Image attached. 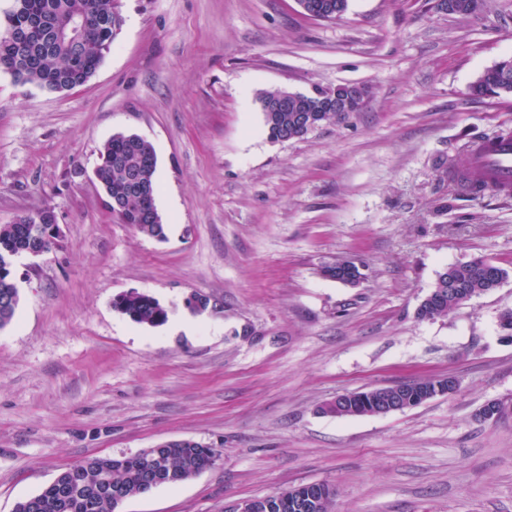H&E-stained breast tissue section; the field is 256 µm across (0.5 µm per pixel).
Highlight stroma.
Here are the masks:
<instances>
[{
	"label": "stroma",
	"mask_w": 512,
	"mask_h": 512,
	"mask_svg": "<svg viewBox=\"0 0 512 512\" xmlns=\"http://www.w3.org/2000/svg\"><path fill=\"white\" fill-rule=\"evenodd\" d=\"M125 24L84 86L0 73V224L52 207L61 237L19 265L0 329V512L95 456L166 440L217 448L197 476L121 512H224L325 482L332 512H512V195L461 191L471 141L512 132V94L469 86L512 55V0L468 15L437 0H349L336 21L296 0H121ZM359 84V111L270 141L259 92ZM156 153L164 240L106 210L92 180L113 134ZM509 272L448 316L416 309L452 265ZM355 262L348 286L322 266ZM169 310L146 327L128 291ZM200 293L205 310L185 300ZM453 376L383 416L337 395ZM490 401L499 416L483 420ZM113 305L133 322L148 327L163 325L168 318L166 307L150 295L138 291L123 294Z\"/></svg>",
	"instance_id": "35a3bbf8"
}]
</instances>
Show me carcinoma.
<instances>
[{"label": "carcinoma", "instance_id": "1", "mask_svg": "<svg viewBox=\"0 0 512 512\" xmlns=\"http://www.w3.org/2000/svg\"><path fill=\"white\" fill-rule=\"evenodd\" d=\"M317 6L311 17L336 20L348 9V0H309ZM77 17L83 21L79 35L54 39L47 24L58 18ZM123 20L118 0H12L0 20V72L15 75L11 59L9 33H28L27 57L33 64L21 65L27 83L49 91H66L89 81L110 52L116 38L115 29ZM282 89L264 90L257 96L268 138L279 141L283 136L302 137L310 128L341 120L348 114L346 102L333 111H320V98L304 96L308 124L296 126V113L272 112L267 103ZM476 97L512 93V67L500 65L483 70L471 83ZM100 167L95 169L97 182L114 204L112 215L129 224L144 236L162 238L165 224L156 203L147 206L132 190L130 173H135L156 196L157 159L153 146L137 134H115L99 151ZM29 246V236L21 224H0V329L7 326L19 303V289L11 268L12 254ZM507 272L482 258L452 265L437 277L427 295L424 312L427 319L439 318L455 309L456 296L451 289L462 286L480 295L497 288ZM114 308L133 322L148 327L164 324L168 310L148 294L130 291L114 303ZM219 451L194 441H183L164 447L146 448L140 452L114 458L100 456L86 459L61 472L38 494L18 502L15 512H117L120 502L115 493L130 499L148 492L145 488L151 470L165 472V484H176L214 465Z\"/></svg>", "mask_w": 512, "mask_h": 512}]
</instances>
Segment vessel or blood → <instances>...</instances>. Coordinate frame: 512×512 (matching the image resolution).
<instances>
[{
  "label": "vessel or blood",
  "mask_w": 512,
  "mask_h": 512,
  "mask_svg": "<svg viewBox=\"0 0 512 512\" xmlns=\"http://www.w3.org/2000/svg\"><path fill=\"white\" fill-rule=\"evenodd\" d=\"M468 155L471 170L483 175L486 188L512 194V133L475 140Z\"/></svg>",
  "instance_id": "vessel-or-blood-1"
}]
</instances>
